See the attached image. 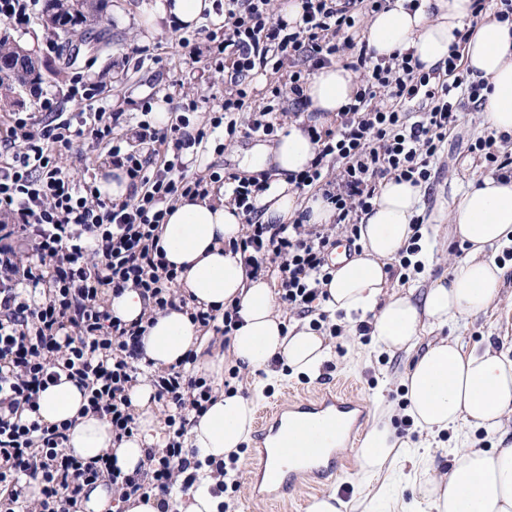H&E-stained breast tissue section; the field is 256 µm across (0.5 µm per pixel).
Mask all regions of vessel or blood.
<instances>
[{"instance_id":"1","label":"vessel or blood","mask_w":512,"mask_h":512,"mask_svg":"<svg viewBox=\"0 0 512 512\" xmlns=\"http://www.w3.org/2000/svg\"><path fill=\"white\" fill-rule=\"evenodd\" d=\"M366 412L354 393L332 386L260 411L254 432L259 450L250 459L249 496L257 501L276 499L304 477L334 486L342 474L337 451L347 447ZM282 448L289 451V464L277 458Z\"/></svg>"}]
</instances>
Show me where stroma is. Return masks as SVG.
Here are the masks:
<instances>
[{
  "label": "stroma",
  "mask_w": 512,
  "mask_h": 512,
  "mask_svg": "<svg viewBox=\"0 0 512 512\" xmlns=\"http://www.w3.org/2000/svg\"><path fill=\"white\" fill-rule=\"evenodd\" d=\"M152 0H107L106 13L112 24L95 52L82 54L78 61L63 67L59 55H46L44 44L47 29L40 20L19 30L9 31L11 40L28 50L40 77L43 91L56 96L64 112H78V102L68 97V87L73 75L87 79H103V98L112 110L125 112L129 124L142 121L139 104L148 96H167L180 102L183 94L194 96L199 109L190 113L191 122L198 123L209 116L215 95L224 90V75L201 63H192L186 50L176 46V35L168 23H161L158 32L147 33L140 25L144 11ZM481 111L464 110L456 130L449 136L443 154L433 167L431 184L421 192L428 237L426 245L433 261L418 272H410L407 281L390 278L394 290L414 288L425 290L433 280L448 276L464 251L449 237L446 219L454 197L470 184L484 176L478 159L468 147L478 137L487 135ZM259 140L238 138L224 152L207 150L200 155L196 169H211L220 173L244 175L242 162L246 155L259 147ZM507 272L501 287L500 299L485 313L464 316L449 323L443 330L420 336V346H427L443 338L456 340L464 350L483 347L487 337H512V260L507 261ZM331 356L327 367L321 368L313 378L294 377L278 365L269 371L242 372L241 382L236 383L238 394H253L255 385H262L258 404L285 400L289 396L314 393L322 378L352 388L368 408L367 422H374L382 408L392 411V425L399 436L411 441H421L415 426L406 422L409 402L402 383L415 360L414 354L403 351L388 353L374 343L372 337L349 330L327 339ZM254 395V394H253ZM359 441L341 451V463L347 477V487L341 499L350 512H395L394 503L420 500L416 484L408 482L411 464L398 467L387 484L370 480L356 457ZM318 491L309 487L289 489L284 500L277 504H251L245 489L225 495L227 512H307L308 505L318 498Z\"/></svg>",
  "instance_id": "35a3bbf8"
}]
</instances>
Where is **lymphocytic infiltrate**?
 <instances>
[{"instance_id":"lymphocytic-infiltrate-1","label":"lymphocytic infiltrate","mask_w":512,"mask_h":512,"mask_svg":"<svg viewBox=\"0 0 512 512\" xmlns=\"http://www.w3.org/2000/svg\"><path fill=\"white\" fill-rule=\"evenodd\" d=\"M298 4L292 23L275 15L271 0L217 5L223 20L206 28V54L192 56L224 74L220 112L208 122L191 123L198 102L186 95L166 127L142 121L131 143L115 142L112 133L125 123L124 113L107 111L98 99L100 83L79 76L71 81V96L82 111L63 115L53 97L39 92L33 111L12 113L0 126V141L13 147L0 153V512H76L99 484L115 501L155 495L160 512H177V494L192 487L202 463L185 436L191 415L207 409L213 387L191 354L144 373L141 340L168 309L185 312L202 331L227 337L239 316L236 307L205 309L176 291L179 275L158 245L174 203L230 186V200L246 223L230 248L240 254L247 276H276L279 302L311 313L321 283L332 277L333 231L357 245L362 218L382 182L429 184L431 162L460 110L484 106V83L466 81L460 71L459 45L469 31H456L445 62L427 70L410 48L376 57L361 34L360 16L388 9L391 0ZM338 61L359 72L357 91L338 112L335 127H308L315 157L307 170L288 176L301 194L331 204L332 226L308 223L303 211L288 224L260 223L265 177L192 173L216 129L228 142L241 132L266 138L277 129L282 101H291L293 113L307 111L298 63L319 69ZM267 71L277 78L259 102L247 80ZM510 142L511 135L492 133L469 151L487 170L508 173L512 152L504 146ZM80 145L106 150L110 165L125 173V200L101 198L94 177L62 168V158ZM129 288L139 291L146 307L137 320L125 322L111 314L108 299ZM64 379L79 384L88 412L108 418L116 446L137 432L129 392L148 380L154 401L168 411L164 441L146 448L130 474L104 458L86 463L68 454L69 423H45L37 411L40 394ZM34 484L35 497L28 493Z\"/></svg>"}]
</instances>
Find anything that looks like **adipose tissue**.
Here are the masks:
<instances>
[{
	"instance_id": "obj_1",
	"label": "adipose tissue",
	"mask_w": 512,
	"mask_h": 512,
	"mask_svg": "<svg viewBox=\"0 0 512 512\" xmlns=\"http://www.w3.org/2000/svg\"><path fill=\"white\" fill-rule=\"evenodd\" d=\"M423 3L411 12L404 0H394L389 9L376 13L367 26L370 46L381 56L414 49L431 68L447 58L455 31L470 28L462 56L469 79L488 85L483 120L489 129L512 134V22L498 21L491 13L474 16L473 0ZM211 8L210 0H153L145 24L152 29L164 20L191 29ZM356 90L352 72L338 64L321 68L306 86L312 110L331 116L350 103ZM315 151L301 123L295 122L279 133L273 150H255L249 167L260 171L272 165L285 173L299 172ZM420 202L418 187L395 180L384 184L372 212L363 219L362 254L337 261L322 301L325 310L343 313L349 325L368 322L375 344L391 353L411 350L424 330L487 311L500 295L506 272L493 253L512 245V176L484 177L463 190L448 213L452 236L465 255L447 279L433 282L418 299L409 291L387 292L386 266L408 246L412 225L422 213ZM258 204L265 224L286 223L302 210L309 211L313 224L333 220L332 207L323 198L298 200L284 180L270 183ZM241 233L242 217L236 207L208 197L180 199L159 234L160 248L180 274L181 294L193 295L206 308H239L241 321L232 332L227 355L205 356V368L220 378L225 366L256 371L278 357L292 373L315 374L330 355L329 345L309 322L286 325L269 283L247 278L239 255L229 247ZM205 342L187 314L170 309L157 315L144 337V360L155 368L167 367L181 362L188 351L203 353ZM404 383L408 413L420 431L436 436L468 427L499 436L498 447L491 451L468 446L451 450L447 477L424 483L429 512H512V434L504 429L505 421L512 420V338L504 336L499 346L468 352L454 341H441L419 357ZM152 393L147 384L133 390L140 431L117 448L105 418L82 414L85 398L74 382L65 380L41 393L38 412L47 423L71 421L67 453L85 462L113 455L122 471L131 473L145 448L160 438ZM254 414L249 399L222 394L191 424L188 444L196 448L203 466L192 490L180 499L179 512H220L224 498L214 492L218 479L209 463L227 459L241 447ZM411 448L383 414L366 432L357 453L363 468L376 475L411 459Z\"/></svg>"
}]
</instances>
